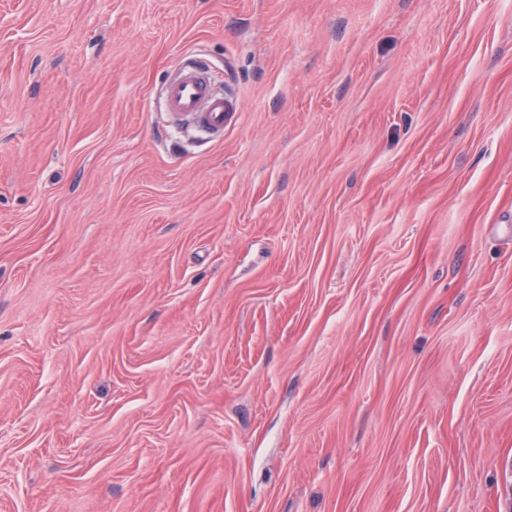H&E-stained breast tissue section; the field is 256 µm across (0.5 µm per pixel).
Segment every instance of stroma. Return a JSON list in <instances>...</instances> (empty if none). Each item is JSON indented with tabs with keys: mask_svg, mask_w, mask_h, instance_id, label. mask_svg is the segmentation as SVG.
Listing matches in <instances>:
<instances>
[{
	"mask_svg": "<svg viewBox=\"0 0 512 512\" xmlns=\"http://www.w3.org/2000/svg\"><path fill=\"white\" fill-rule=\"evenodd\" d=\"M511 507L512 0H0V512ZM208 70V62L198 57L186 58L180 72L166 84L164 101L178 126L193 128L214 140L224 135V127L236 107L231 99L214 93Z\"/></svg>",
	"mask_w": 512,
	"mask_h": 512,
	"instance_id": "35a3bbf8",
	"label": "stroma"
}]
</instances>
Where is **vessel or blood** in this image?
Returning <instances> with one entry per match:
<instances>
[{"mask_svg":"<svg viewBox=\"0 0 512 512\" xmlns=\"http://www.w3.org/2000/svg\"><path fill=\"white\" fill-rule=\"evenodd\" d=\"M208 70V62L186 58L180 72L166 84L164 101L177 125L214 140L223 136L236 107L231 99L214 93Z\"/></svg>","mask_w":512,"mask_h":512,"instance_id":"b4317fda","label":"vessel or blood"}]
</instances>
